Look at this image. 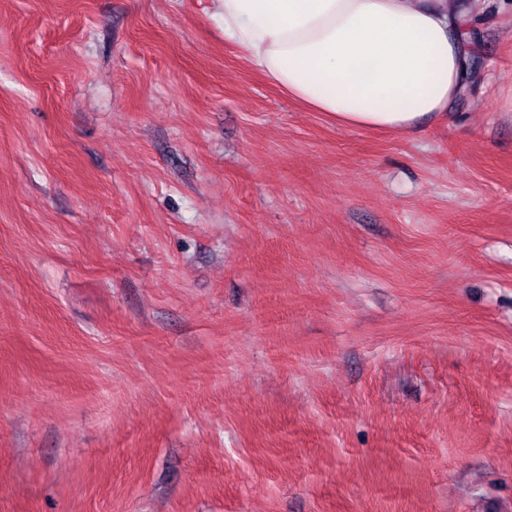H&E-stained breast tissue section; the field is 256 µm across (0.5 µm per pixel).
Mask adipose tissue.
Listing matches in <instances>:
<instances>
[{"label":"adipose tissue","mask_w":512,"mask_h":512,"mask_svg":"<svg viewBox=\"0 0 512 512\" xmlns=\"http://www.w3.org/2000/svg\"><path fill=\"white\" fill-rule=\"evenodd\" d=\"M465 10L448 0H222L224 39L289 98L336 123L413 132L464 92Z\"/></svg>","instance_id":"adipose-tissue-1"}]
</instances>
